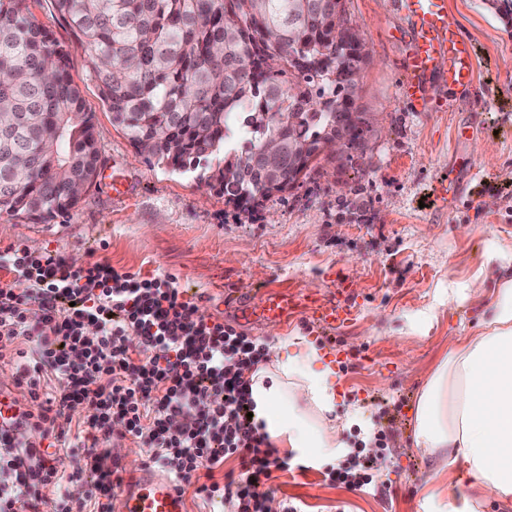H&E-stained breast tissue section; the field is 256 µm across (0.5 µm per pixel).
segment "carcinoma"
Here are the masks:
<instances>
[{"mask_svg":"<svg viewBox=\"0 0 512 512\" xmlns=\"http://www.w3.org/2000/svg\"><path fill=\"white\" fill-rule=\"evenodd\" d=\"M29 2L0 0V214L46 220L78 204L101 163L69 51ZM51 2L137 153L198 172L238 209L293 188L341 131L339 166L365 147L361 33L336 25L346 0ZM270 140L274 171L259 160Z\"/></svg>","mask_w":512,"mask_h":512,"instance_id":"carcinoma-1","label":"carcinoma"}]
</instances>
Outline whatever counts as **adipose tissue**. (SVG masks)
I'll use <instances>...</instances> for the list:
<instances>
[{
  "label": "adipose tissue",
  "instance_id": "ef3b65f1",
  "mask_svg": "<svg viewBox=\"0 0 512 512\" xmlns=\"http://www.w3.org/2000/svg\"><path fill=\"white\" fill-rule=\"evenodd\" d=\"M511 255L496 247L477 277L448 296L458 301L486 280L498 283L483 332L458 338L411 406L413 447L434 464L416 512H483L489 502L512 500ZM250 384L253 418L270 442L313 468L336 466L350 453L343 430L358 428L365 446L374 443L363 419L336 418V372L305 337H278ZM460 463L465 480L453 490L448 475Z\"/></svg>",
  "mask_w": 512,
  "mask_h": 512
}]
</instances>
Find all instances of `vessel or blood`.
<instances>
[{
    "label": "vessel or blood",
    "instance_id": "1",
    "mask_svg": "<svg viewBox=\"0 0 512 512\" xmlns=\"http://www.w3.org/2000/svg\"><path fill=\"white\" fill-rule=\"evenodd\" d=\"M395 5L409 26L401 94L411 111H432L429 86L434 80L455 96L474 98L476 49L463 35L458 18L449 11L448 0H395ZM470 169L467 159H458L449 168L447 178L436 182L435 197L447 201L455 193L460 173ZM221 302L245 325L285 324L308 314L318 327L333 330L347 323L352 314L350 307L332 293L311 298L271 289L254 298L234 290ZM112 468L120 480L119 512H189L187 501L166 474L146 464L132 466L118 458L113 459Z\"/></svg>",
    "mask_w": 512,
    "mask_h": 512
}]
</instances>
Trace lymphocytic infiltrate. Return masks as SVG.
<instances>
[{
	"instance_id": "1",
	"label": "lymphocytic infiltrate",
	"mask_w": 512,
	"mask_h": 512,
	"mask_svg": "<svg viewBox=\"0 0 512 512\" xmlns=\"http://www.w3.org/2000/svg\"><path fill=\"white\" fill-rule=\"evenodd\" d=\"M0 270V352L15 350V386L27 394L0 430V512H111L118 420L179 492L264 512V486L289 463L247 417L262 343L198 314L169 274L76 266L19 244L0 252ZM77 405L86 420H73ZM21 429L35 450L24 469ZM231 456L239 474L202 481ZM77 482L87 490L74 499Z\"/></svg>"
}]
</instances>
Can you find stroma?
Here are the masks:
<instances>
[{
	"label": "stroma",
	"mask_w": 512,
	"mask_h": 512,
	"mask_svg": "<svg viewBox=\"0 0 512 512\" xmlns=\"http://www.w3.org/2000/svg\"><path fill=\"white\" fill-rule=\"evenodd\" d=\"M346 5L369 49L357 102L370 122L365 164L342 168L321 156L293 189L244 213L194 173L135 151L113 125L70 29L49 0H33L32 12L70 52V73L94 115L102 170L122 174L127 193L113 198L101 180L66 216L36 223L2 214L0 250L21 243L76 265L105 259L122 271L169 273L200 313L228 324L234 317L218 301L225 289L319 296L346 282L352 316L334 338L307 317L245 332L267 346L294 333L325 349L337 367V416L387 417V466L375 473L377 489L355 490L295 459L290 470L274 472L268 494L299 512H416L432 462L412 448L408 408L456 339L482 332L496 285L486 281L480 295L440 309L421 332L408 325L439 289L479 272L489 242L512 246V16L487 0H448L476 47V88L488 104L450 102L448 89L435 84L434 110L412 112L400 98L403 21L391 0ZM459 156L483 177L484 193L473 196L465 177L452 202L429 199Z\"/></svg>",
	"instance_id": "obj_1"
}]
</instances>
